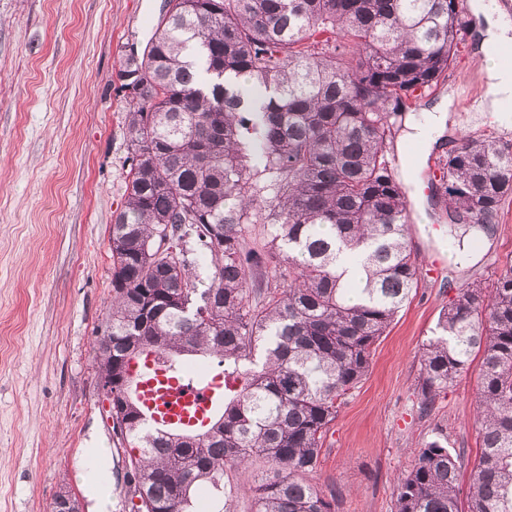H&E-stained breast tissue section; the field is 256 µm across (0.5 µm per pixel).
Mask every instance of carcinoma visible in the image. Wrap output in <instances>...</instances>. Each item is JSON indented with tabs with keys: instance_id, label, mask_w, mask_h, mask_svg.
I'll list each match as a JSON object with an SVG mask.
<instances>
[{
	"instance_id": "obj_1",
	"label": "carcinoma",
	"mask_w": 512,
	"mask_h": 512,
	"mask_svg": "<svg viewBox=\"0 0 512 512\" xmlns=\"http://www.w3.org/2000/svg\"><path fill=\"white\" fill-rule=\"evenodd\" d=\"M119 78L125 203L112 214V308L94 351L112 373V432L134 444L144 512H199L197 491L256 460L252 512H335L312 482L322 439L417 288L409 200L387 141L447 77L459 0H167ZM452 225L489 229L512 194V142L467 135L439 161ZM247 224L269 226L260 250ZM175 247L179 261L165 251ZM346 252L363 270L349 283ZM112 354H107V345ZM207 355L239 389L198 432L148 423L134 351ZM482 354L481 441L467 512H512V265L457 289L423 344L421 413ZM464 452L438 434L395 484L396 512H462Z\"/></svg>"
}]
</instances>
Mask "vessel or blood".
Here are the masks:
<instances>
[{"label":"vessel or blood","mask_w":512,"mask_h":512,"mask_svg":"<svg viewBox=\"0 0 512 512\" xmlns=\"http://www.w3.org/2000/svg\"><path fill=\"white\" fill-rule=\"evenodd\" d=\"M138 399L150 423L187 431L198 424L219 395L207 379L190 371L167 369L146 358L137 371Z\"/></svg>","instance_id":"vessel-or-blood-1"}]
</instances>
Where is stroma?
Returning <instances> with one entry per match:
<instances>
[{
  "mask_svg": "<svg viewBox=\"0 0 512 512\" xmlns=\"http://www.w3.org/2000/svg\"><path fill=\"white\" fill-rule=\"evenodd\" d=\"M165 0H0V512H51L68 490L94 512L87 470L105 457L109 512H131L124 473L131 449L114 437L93 348L112 299V214L128 182L126 102L118 73L130 49L144 51ZM448 74L410 107L419 116L453 100V124L413 174L426 200L410 209L409 243L418 287L374 345L367 376L346 396L324 437L314 482L336 512H396L395 483L414 451L436 433L463 450L460 491L479 458L473 422L478 364L420 414L418 357L457 288L491 284L512 259V195L477 257L448 247L443 191L433 176L462 136L505 126L468 108L469 90L487 95V49L469 0ZM251 471L230 470L220 512H248Z\"/></svg>",
  "mask_w": 512,
  "mask_h": 512,
  "instance_id": "35a3bbf8",
  "label": "stroma"
}]
</instances>
